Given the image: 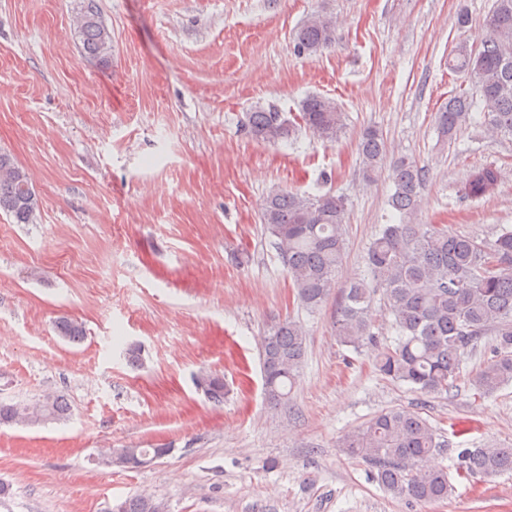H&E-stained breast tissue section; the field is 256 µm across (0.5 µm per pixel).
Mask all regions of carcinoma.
Returning <instances> with one entry per match:
<instances>
[{"label": "carcinoma", "mask_w": 512, "mask_h": 512, "mask_svg": "<svg viewBox=\"0 0 512 512\" xmlns=\"http://www.w3.org/2000/svg\"><path fill=\"white\" fill-rule=\"evenodd\" d=\"M489 30L478 49L458 43L448 55V69L472 79V87L450 97L435 113L441 140L452 143L466 124L484 125L494 135L512 136V0H494L487 18ZM78 34L83 53L103 64L112 61V32L93 2H88ZM299 55H316L336 42V21L316 13L295 31ZM250 134L267 144L288 143L304 128L314 137L333 143L344 128L336 101L309 95L299 113L288 118L275 105L249 113ZM385 149L375 131L358 142L362 171L371 178ZM394 193L388 204L393 223L379 228L366 254L370 277L351 282L341 291L336 307V340L355 350L373 345L371 309L380 298L395 337L375 346L373 363L385 377L422 394H442L456 387L466 355L488 346L491 357L471 378L484 394L512 383V228L503 227L491 241L451 234L438 224H414L421 208L420 189L425 170L406 157L391 171ZM498 170L486 166L474 172L465 195L479 198L497 185ZM27 172L11 155L0 152V211L17 224L36 219L39 202L25 188ZM343 198L324 193L271 189L260 220L288 270L295 299L308 309L321 306L336 287V272L345 250ZM60 336L83 337L81 324L61 319ZM307 334L291 319L278 321L262 337L261 367L268 402L288 399L304 363ZM205 384L208 399L224 402V380L208 374L196 377ZM68 411L64 400L47 397L27 404H0V425L30 426L60 420ZM445 447L435 429L414 410L383 411L365 426L346 434L343 452L370 462L375 479L386 491L412 502L431 503L455 493L453 480L471 481L512 472V448H463L457 454L455 476L429 464ZM111 512H168L167 503L151 495L127 498Z\"/></svg>", "instance_id": "1"}]
</instances>
